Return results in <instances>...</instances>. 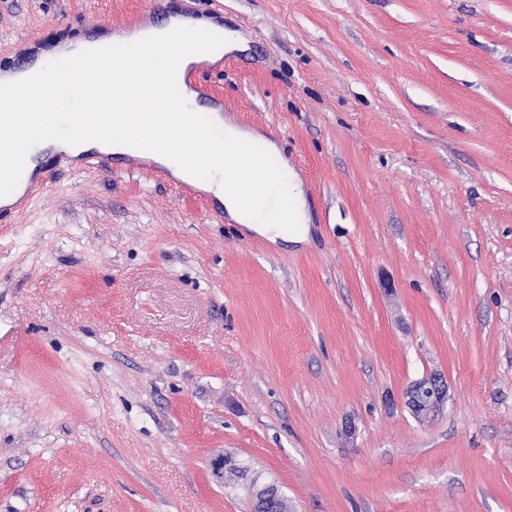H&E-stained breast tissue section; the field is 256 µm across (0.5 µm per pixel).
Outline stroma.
<instances>
[{"label": "stroma", "mask_w": 512, "mask_h": 512, "mask_svg": "<svg viewBox=\"0 0 512 512\" xmlns=\"http://www.w3.org/2000/svg\"><path fill=\"white\" fill-rule=\"evenodd\" d=\"M152 0H0V59ZM302 181L270 243L154 164L54 169L0 223V512H512V0H166ZM446 380L431 423L412 385ZM253 512H283L280 503H285V498L273 485L258 487L255 480L249 483Z\"/></svg>", "instance_id": "stroma-1"}]
</instances>
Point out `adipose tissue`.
<instances>
[{"label":"adipose tissue","mask_w":512,"mask_h":512,"mask_svg":"<svg viewBox=\"0 0 512 512\" xmlns=\"http://www.w3.org/2000/svg\"><path fill=\"white\" fill-rule=\"evenodd\" d=\"M158 41L164 42V50L155 49L154 44ZM205 42L206 37L202 34L172 36L170 27L163 25H149L132 32L120 31L105 37L104 45L113 49V73L119 78L111 89L112 105L116 112L108 132L92 137H76L64 132L53 139L30 144L0 129V166L11 167L16 161L28 160L31 155L47 150L74 157L82 151L96 148L104 152L139 157L136 127L123 114L124 104L134 103L151 113L153 132L158 139H166L167 128L164 111L156 109L154 100L143 98L136 89V78L130 72L129 60H145L151 70L162 77L168 76L175 63L185 68L221 61L223 53L210 51ZM205 122L222 128L226 142L260 145L262 153L274 160V167H254L255 195L247 196L229 189L224 178L212 167L210 153L200 150L201 136L196 127L183 129L179 148L159 149L150 153V160L166 167L175 178L195 183L200 190L223 203L232 220L269 241L305 240L309 230V215L302 184L284 159L278 144L262 133L243 128L232 119L222 116L216 108L211 109Z\"/></svg>","instance_id":"adipose-tissue-1"}]
</instances>
